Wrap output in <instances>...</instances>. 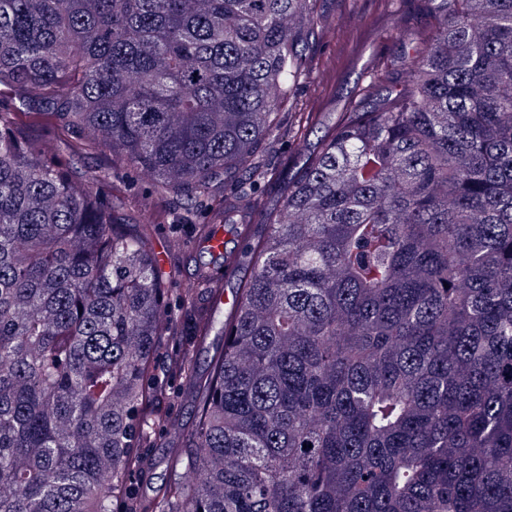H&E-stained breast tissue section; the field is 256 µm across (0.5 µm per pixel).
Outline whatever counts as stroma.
<instances>
[{
    "mask_svg": "<svg viewBox=\"0 0 512 512\" xmlns=\"http://www.w3.org/2000/svg\"><path fill=\"white\" fill-rule=\"evenodd\" d=\"M317 10L332 33L310 48L319 66L304 81L301 93L314 99L315 111L334 118L347 111L403 44L389 0H318ZM169 446L170 438L162 432L154 447L143 449L141 468L131 481L135 492L150 494L165 482Z\"/></svg>",
    "mask_w": 512,
    "mask_h": 512,
    "instance_id": "35a3bbf8",
    "label": "stroma"
}]
</instances>
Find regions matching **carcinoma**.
<instances>
[{
	"label": "carcinoma",
	"instance_id": "obj_1",
	"mask_svg": "<svg viewBox=\"0 0 512 512\" xmlns=\"http://www.w3.org/2000/svg\"><path fill=\"white\" fill-rule=\"evenodd\" d=\"M316 2L0 0V512H512V0H396L408 50L332 124L278 111ZM217 264L251 271L220 326ZM172 378L192 422L131 494ZM192 260V261H190ZM194 261L193 259L185 258L175 266H171L165 262L163 268L167 273L172 288H184L190 281V275L193 272Z\"/></svg>",
	"mask_w": 512,
	"mask_h": 512
}]
</instances>
